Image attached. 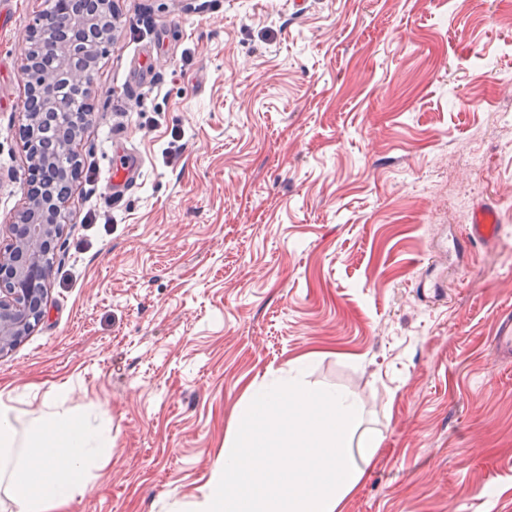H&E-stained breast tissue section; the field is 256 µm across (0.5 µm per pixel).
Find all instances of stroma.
I'll use <instances>...</instances> for the list:
<instances>
[{
	"label": "stroma",
	"mask_w": 512,
	"mask_h": 512,
	"mask_svg": "<svg viewBox=\"0 0 512 512\" xmlns=\"http://www.w3.org/2000/svg\"><path fill=\"white\" fill-rule=\"evenodd\" d=\"M114 4L47 314L0 355L19 410L62 385L111 420L67 512H199L250 386L298 359L382 438L344 512H512V0ZM43 7L0 0V247ZM116 139L143 161L118 202ZM480 203L502 229L472 247ZM493 346L498 359H512V316L510 314L498 317Z\"/></svg>",
	"instance_id": "obj_1"
}]
</instances>
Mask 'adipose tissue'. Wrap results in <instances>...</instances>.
<instances>
[{
	"mask_svg": "<svg viewBox=\"0 0 512 512\" xmlns=\"http://www.w3.org/2000/svg\"><path fill=\"white\" fill-rule=\"evenodd\" d=\"M19 414L0 400V490L12 512H64L86 485L87 469L112 444L111 422L90 423L54 406Z\"/></svg>",
	"mask_w": 512,
	"mask_h": 512,
	"instance_id": "1",
	"label": "adipose tissue"
}]
</instances>
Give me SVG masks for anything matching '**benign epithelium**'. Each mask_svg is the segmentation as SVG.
<instances>
[{
  "mask_svg": "<svg viewBox=\"0 0 512 512\" xmlns=\"http://www.w3.org/2000/svg\"><path fill=\"white\" fill-rule=\"evenodd\" d=\"M72 32L61 42L31 34L24 48L22 76L29 99L22 127L24 148L37 173L40 165L53 163L44 154L42 115L65 112L73 93L90 95L92 57L103 44L91 38L84 19L77 25L65 19ZM25 205L8 226L10 243L0 249V354L10 349L43 320L47 310V283L61 224L66 222L68 198L41 188L27 179Z\"/></svg>",
  "mask_w": 512,
  "mask_h": 512,
  "instance_id": "7a95c632",
  "label": "benign epithelium"
}]
</instances>
